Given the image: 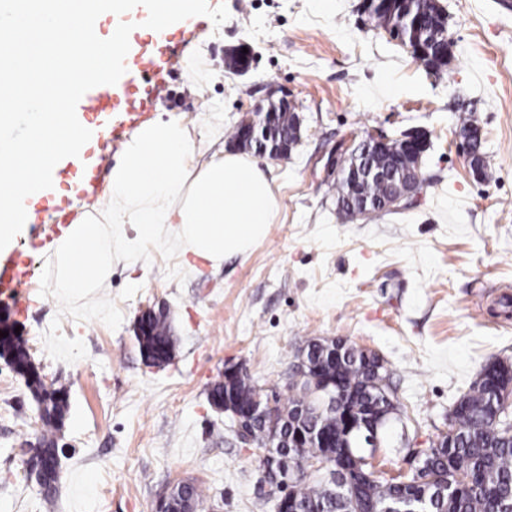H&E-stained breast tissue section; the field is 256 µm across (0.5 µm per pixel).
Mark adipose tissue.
<instances>
[{"mask_svg": "<svg viewBox=\"0 0 512 512\" xmlns=\"http://www.w3.org/2000/svg\"><path fill=\"white\" fill-rule=\"evenodd\" d=\"M103 214L75 219L56 240L53 286L59 298L89 296L112 274V258L133 225L138 240L170 231L183 253L218 266L263 240L279 215L267 173L232 152L201 163L180 120L142 122L123 145Z\"/></svg>", "mask_w": 512, "mask_h": 512, "instance_id": "adipose-tissue-1", "label": "adipose tissue"}]
</instances>
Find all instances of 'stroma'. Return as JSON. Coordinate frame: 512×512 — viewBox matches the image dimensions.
<instances>
[{"label": "stroma", "mask_w": 512, "mask_h": 512, "mask_svg": "<svg viewBox=\"0 0 512 512\" xmlns=\"http://www.w3.org/2000/svg\"><path fill=\"white\" fill-rule=\"evenodd\" d=\"M360 0H208L205 16L165 64V89L143 118H180L205 162L236 150L243 113L284 98L301 139L282 158L259 157L281 209L265 240L218 267L183 255L170 234L126 244L112 276L87 297L58 300L49 249L30 223L6 247L29 259L25 313L0 297L48 383L65 388L51 495L28 476L42 431L35 398L0 360V512H153L182 480L222 512H275L256 448L209 402L225 363L253 382L295 394L292 366L313 339L378 353L401 404L399 431L376 469H414L402 439L428 446L457 398L493 360L512 363V0H441L454 56L426 72L357 12ZM248 46L236 75L226 50ZM214 101L208 111L206 101ZM475 119L485 173L475 178L453 140ZM426 133L415 206L350 220L336 209L329 156L375 130ZM165 307L173 361L147 366L134 334L145 307Z\"/></svg>", "instance_id": "1"}]
</instances>
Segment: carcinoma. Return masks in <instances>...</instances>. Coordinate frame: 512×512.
Returning a JSON list of instances; mask_svg holds the SVG:
<instances>
[{
    "instance_id": "cac0c4a2",
    "label": "carcinoma",
    "mask_w": 512,
    "mask_h": 512,
    "mask_svg": "<svg viewBox=\"0 0 512 512\" xmlns=\"http://www.w3.org/2000/svg\"><path fill=\"white\" fill-rule=\"evenodd\" d=\"M417 13L420 5L406 0H389L385 9L376 15L379 22L397 17L406 10ZM152 335L141 345V353L163 358L173 345L170 326L164 313L148 314ZM342 361L322 368V374L336 379L347 393L352 407L362 412L370 403L366 389L378 378H389L385 365L369 360L364 350L348 344ZM10 356L15 363L26 366L29 353L22 343L0 338V356ZM38 402L42 421V441L39 453L44 458L56 455L54 433L59 428L67 405L62 403V390L52 388L41 380H26ZM512 386V364L493 361L486 364L480 379L473 382L452 408L454 423L448 428V444L441 447L429 443L415 449L417 466L411 475L387 478L375 473L370 463L359 465L336 458L344 486L333 488L320 476L307 475L312 458H329L334 448H294L291 450L295 478L289 486L288 497L294 512H512V425L495 421L500 408L501 393ZM252 388L246 378L232 384L216 382L210 393L224 396L233 391L241 396ZM307 407L313 411L305 423L316 427L336 428L342 421L334 414L318 412L317 402L309 392L298 393L283 400L282 407Z\"/></svg>"
}]
</instances>
